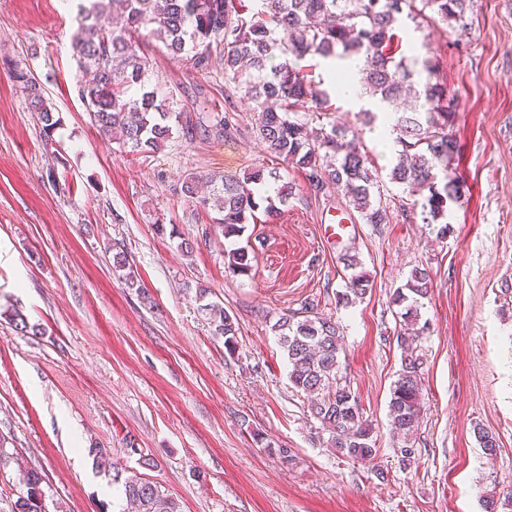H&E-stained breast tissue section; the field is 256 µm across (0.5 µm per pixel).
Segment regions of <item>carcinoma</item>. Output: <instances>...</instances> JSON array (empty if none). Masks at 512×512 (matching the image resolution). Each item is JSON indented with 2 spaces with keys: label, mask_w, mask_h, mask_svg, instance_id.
I'll use <instances>...</instances> for the list:
<instances>
[{
  "label": "carcinoma",
  "mask_w": 512,
  "mask_h": 512,
  "mask_svg": "<svg viewBox=\"0 0 512 512\" xmlns=\"http://www.w3.org/2000/svg\"><path fill=\"white\" fill-rule=\"evenodd\" d=\"M254 10L245 0H80L73 54L90 78L79 89L90 123L99 135L132 152L155 153L172 138L177 126L185 136L212 129L230 131L228 121L214 112L174 106L151 83L152 63L145 53V38L162 43L174 57L191 47L195 69L208 70L212 56L224 61V74L253 104L255 129L267 151L302 171L309 192L320 195L339 188L365 224L390 223L387 207L374 198L375 174L365 154L355 145L347 127L331 125L311 129L291 117L309 112L318 120L330 111V95L318 89L306 57H339L357 62L362 94L387 107L413 97L409 109L395 113L392 131L400 146L391 180L411 196H422V221L437 224V235L449 230L448 203L461 198L460 176L448 173L458 157L454 121L458 102L448 84L435 76L436 62L417 53L396 58L401 49L397 27L402 17L411 21L428 9L443 21L457 20L465 0H257ZM421 3L417 10L415 3ZM11 77L25 94L27 108L38 114L45 144L54 141L60 125L56 109L41 84L15 65ZM279 180L275 171L256 170L241 176H212V193L199 195L202 178L189 173L182 180L184 196L217 212L215 222L224 237L240 236L259 209L269 214L273 204L259 194L265 178ZM228 272L250 273L252 265L244 247L224 254ZM350 272L336 305L347 307L364 298L367 273L355 256L345 258ZM431 285L429 270L416 267L404 288L396 290L394 303L404 306L396 342L401 350L397 379L390 389L389 424L400 437V461L415 453L414 435L424 405L423 355L418 342L428 330L420 323L418 308ZM213 333L224 337L225 353L237 351L236 318L217 302L202 305ZM319 301L306 299L298 313L285 315L273 325L290 365L294 388L311 397L310 415L329 434V444L354 462H370L378 448L371 424L363 419L356 396L341 371L342 339L333 316L318 313ZM474 437L489 456L498 441L478 425ZM23 492L10 512H45L44 476L30 469L20 478ZM124 495L136 512H181L178 501L157 482L133 474L124 481ZM484 512H512V492L489 495Z\"/></svg>",
  "instance_id": "1"
}]
</instances>
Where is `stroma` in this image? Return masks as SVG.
I'll use <instances>...</instances> for the list:
<instances>
[{
    "instance_id": "35a3bbf8",
    "label": "stroma",
    "mask_w": 512,
    "mask_h": 512,
    "mask_svg": "<svg viewBox=\"0 0 512 512\" xmlns=\"http://www.w3.org/2000/svg\"><path fill=\"white\" fill-rule=\"evenodd\" d=\"M76 12L74 0H0V436L17 453L0 470V512L21 492L23 466L43 473L49 512H122L124 479L135 473L168 490L181 512H484L485 495L511 492L512 305L501 287L512 285V0H468L460 24L402 22L403 47L425 45L460 103L455 166L466 186L449 206L444 239L391 181L394 149L351 101L334 99L322 121L355 132L391 214L378 227L340 192L306 193L302 173L258 139L249 101L221 68L196 70L160 45L159 88L225 112L234 130L191 140L177 132L150 156L118 150L78 94ZM12 64L59 112L54 147ZM259 168L294 190L239 238L225 239L213 211L180 192L190 172ZM335 218L350 222L339 239L326 230ZM183 237L193 253L179 248ZM240 246L253 259L247 277L225 270V250ZM117 252L139 288L113 268ZM347 253L373 286L339 307ZM421 265L433 277L420 309L429 323L419 344L424 407L403 466L388 422L401 357L392 298ZM201 285L239 324L234 356L201 310ZM311 295L340 325L342 371L374 428L372 462L337 454L288 379L272 326ZM14 307L41 333L9 324ZM477 425L495 434V456L479 448ZM95 444L118 460V473L96 468ZM144 453L154 466L142 464Z\"/></svg>"
}]
</instances>
